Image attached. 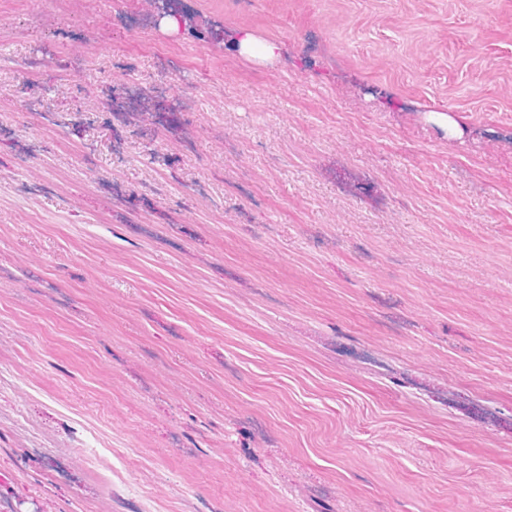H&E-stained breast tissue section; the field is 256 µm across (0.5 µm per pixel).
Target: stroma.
<instances>
[{
    "mask_svg": "<svg viewBox=\"0 0 512 512\" xmlns=\"http://www.w3.org/2000/svg\"><path fill=\"white\" fill-rule=\"evenodd\" d=\"M178 7L0 0V512H512V0ZM232 40L239 44L242 51L261 61L273 60L281 52V47L277 42H258L249 33H238Z\"/></svg>",
    "mask_w": 512,
    "mask_h": 512,
    "instance_id": "1",
    "label": "stroma"
}]
</instances>
